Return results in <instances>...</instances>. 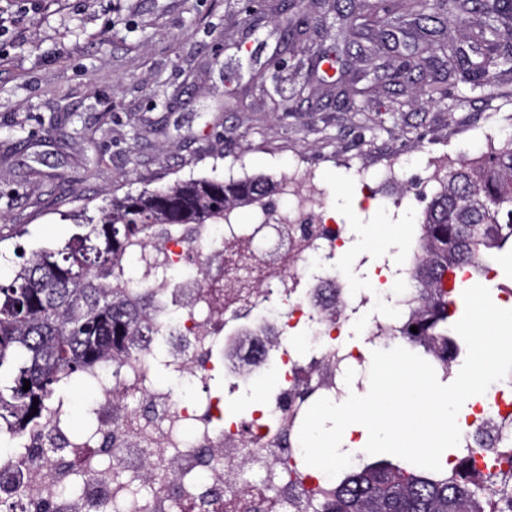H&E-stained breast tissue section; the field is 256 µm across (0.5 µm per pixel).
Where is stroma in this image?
Returning <instances> with one entry per match:
<instances>
[{"mask_svg": "<svg viewBox=\"0 0 512 512\" xmlns=\"http://www.w3.org/2000/svg\"><path fill=\"white\" fill-rule=\"evenodd\" d=\"M284 0H35L0 27V250L24 227L28 242L67 237L70 212L95 215L112 194L178 179H280L295 156L315 164L328 210L354 228L351 251L411 255L427 202V164L500 143L512 97L461 84L443 102L423 90L428 61L406 89L350 51L360 35L342 12L306 14L314 40L282 51ZM265 91L227 108L254 71ZM378 85L372 98L323 90ZM287 101L274 112L270 97ZM406 154L404 202L368 200L361 172Z\"/></svg>", "mask_w": 512, "mask_h": 512, "instance_id": "stroma-1", "label": "stroma"}]
</instances>
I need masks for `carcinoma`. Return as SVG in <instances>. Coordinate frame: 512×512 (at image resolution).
<instances>
[{"label":"carcinoma","mask_w":512,"mask_h":512,"mask_svg":"<svg viewBox=\"0 0 512 512\" xmlns=\"http://www.w3.org/2000/svg\"><path fill=\"white\" fill-rule=\"evenodd\" d=\"M314 7L316 0H293L286 37L311 38L300 17ZM336 7L379 27L396 16L418 20L421 34L399 57L397 72L410 75L430 57H444L448 75L430 81V102L445 99L448 86L459 82L512 96V89L497 85L495 63L509 54L503 42L512 36V0H336ZM473 14L487 25L474 33L469 52L435 28ZM437 182L420 224L417 254L405 268L421 299L395 335L423 349L446 373L459 351L453 317L463 274L486 275L512 244V134L479 164L463 157L448 165ZM274 192L275 182L264 175L177 180L114 195L96 217L73 216L76 231L61 243L14 250L22 262L0 279V437H24L42 426L46 408L64 392L82 394L75 416L93 431L92 409L79 407L89 394L84 373L100 361L120 371L158 334L151 311L161 310L159 302L126 276L133 248L185 224H222L224 211L266 206ZM413 326L418 332H411ZM486 446L496 448L497 464L512 462V437L493 444L478 428L438 472L405 460L363 461L335 487L288 502V512H512V496L495 493L512 484V469L482 474L473 467V449Z\"/></svg>","instance_id":"1"}]
</instances>
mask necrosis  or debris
Instances as JSON below:
<instances>
[{
  "label": "necrosis or debris",
  "instance_id": "4bbe7bcc",
  "mask_svg": "<svg viewBox=\"0 0 512 512\" xmlns=\"http://www.w3.org/2000/svg\"><path fill=\"white\" fill-rule=\"evenodd\" d=\"M280 203L255 211L251 223H240L237 212L225 213L221 225L194 224L185 236L159 238L148 245V262H136V277L153 287L158 299L175 310L179 322L169 331L174 348L167 371L185 381L190 396L156 381L154 361L144 355L121 372L99 363L87 377L97 425L111 431L109 449L76 431L69 421L70 406H50L45 421L61 444L53 449L32 444L30 438L10 449L11 464L0 469L20 508L47 502L53 512H284V503L270 499L260 481L243 479L227 485L225 466L240 467L243 445H250L257 468L283 474L286 495L299 498L309 490L333 487L327 475L296 472V463L283 443L286 430H298L310 407L300 397L308 383L309 366L292 343L294 331L305 324L319 346L314 361L323 363L318 397L333 401L345 394L341 376L361 366L359 349L341 344L348 322L365 320L369 340L403 344L387 332V323L371 321L368 309L390 310L400 318L416 294L389 263H380L376 287L355 288L339 271L351 235L329 223L323 191L310 167L281 177ZM187 269L189 278L171 286L159 268ZM334 287L344 302L341 310L327 307L322 284ZM224 358V395L213 396L207 386L216 356ZM281 373L279 392L266 394L249 418H237L228 404L240 391L254 386L267 370ZM512 375L489 386L467 421L466 431L483 427L499 436L512 435ZM133 395L154 410L152 421L133 409L118 410L121 394ZM213 449L218 462L200 464L197 451ZM177 464L184 473L181 494L172 497L167 483L154 482L148 497L133 493L113 476L114 468L157 473ZM217 490L207 507H200L197 484Z\"/></svg>",
  "mask_w": 512,
  "mask_h": 512
}]
</instances>
